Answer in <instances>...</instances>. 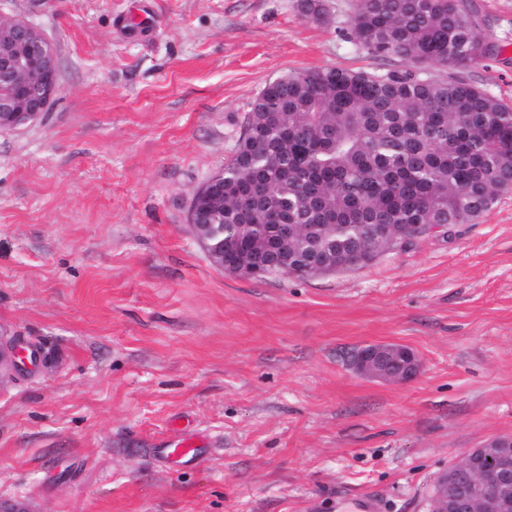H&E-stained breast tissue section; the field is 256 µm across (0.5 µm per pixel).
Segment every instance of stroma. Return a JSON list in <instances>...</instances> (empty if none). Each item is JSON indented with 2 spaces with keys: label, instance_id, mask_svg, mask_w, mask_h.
<instances>
[{
  "label": "stroma",
  "instance_id": "stroma-1",
  "mask_svg": "<svg viewBox=\"0 0 512 512\" xmlns=\"http://www.w3.org/2000/svg\"><path fill=\"white\" fill-rule=\"evenodd\" d=\"M0 0L54 43L60 94L0 131V502L22 512H427L437 476L512 434V191L448 237L307 280L212 266L187 226L252 101L295 70L400 68L296 0ZM498 59L459 74L512 105V0H477ZM409 347L406 383L362 377ZM195 435L196 461L160 442ZM17 347L13 338L0 336V383L2 378L10 375L13 369L19 368V364L15 360ZM393 343L369 344L356 352L354 368L365 376L394 383H406L416 378L420 372V361L413 351L408 349L403 360L392 369L391 363L398 357L403 346Z\"/></svg>",
  "mask_w": 512,
  "mask_h": 512
}]
</instances>
